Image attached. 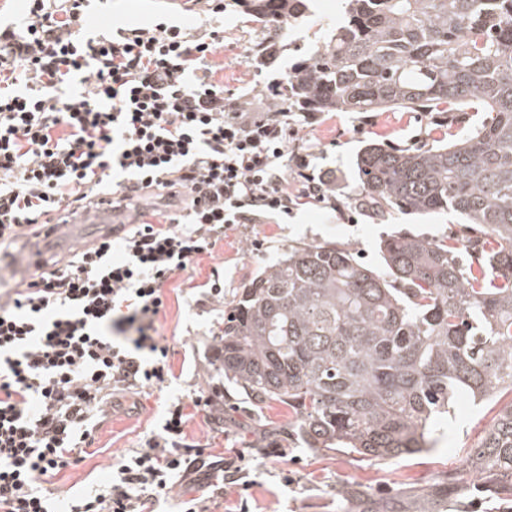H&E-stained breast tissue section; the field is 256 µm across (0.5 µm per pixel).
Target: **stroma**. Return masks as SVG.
I'll return each instance as SVG.
<instances>
[{"label":"stroma","mask_w":512,"mask_h":512,"mask_svg":"<svg viewBox=\"0 0 512 512\" xmlns=\"http://www.w3.org/2000/svg\"><path fill=\"white\" fill-rule=\"evenodd\" d=\"M211 14V0H110L106 8L93 13L89 24L108 27L166 16L195 31ZM342 17L343 0H310L301 17L289 20L274 61L261 65L254 56L264 37L259 23L242 0H224V46L211 58L213 77L246 105L274 109L282 102L278 81L327 41ZM481 118L478 112L405 109L323 112L314 122L300 126L296 148L315 167L331 171L341 188L339 210L305 206L278 224L233 225L213 253L200 255L166 283L159 330L169 349V377L160 385L114 391L85 460L59 481L60 496L106 483L111 463L159 434L168 408L179 401L189 416L188 444L205 449L213 461L245 454V486L226 488L217 475L200 480L179 478L164 504L166 512H176L181 501L191 498L207 512H337L339 490L352 487L380 495L397 489L417 490L454 468L490 425L495 414L491 404L470 398L457 401L449 418L440 424L435 447L401 460L366 461L336 450L313 452L289 435L287 407L273 402L255 409L217 370L212 351L218 345L223 315L237 292L288 243L332 242L376 265L379 242L387 235H462L463 220L453 212L427 217L400 212L384 221L374 220L355 203L359 193L356 158L368 140L397 147H414L441 136L454 140ZM215 277L224 285V296L218 300L203 296L200 289ZM216 388L222 394L209 413L196 412L193 397L208 396ZM268 448L280 449V456H265Z\"/></svg>","instance_id":"1"}]
</instances>
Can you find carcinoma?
Wrapping results in <instances>:
<instances>
[{
    "instance_id": "obj_1",
    "label": "carcinoma",
    "mask_w": 512,
    "mask_h": 512,
    "mask_svg": "<svg viewBox=\"0 0 512 512\" xmlns=\"http://www.w3.org/2000/svg\"><path fill=\"white\" fill-rule=\"evenodd\" d=\"M268 31L305 0H245ZM282 95L302 112H458L480 124L418 149L367 143L357 204L454 211L464 241L412 234L380 243L383 268L334 243L290 244L224 314L217 368L256 407H288L312 451L361 460L420 453L456 400L512 392V0H349L330 39L288 72ZM477 491L512 505V403L480 443L425 489L388 497L341 491V512H461Z\"/></svg>"
}]
</instances>
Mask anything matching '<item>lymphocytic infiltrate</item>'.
Listing matches in <instances>:
<instances>
[{"label": "lymphocytic infiltrate", "mask_w": 512, "mask_h": 512, "mask_svg": "<svg viewBox=\"0 0 512 512\" xmlns=\"http://www.w3.org/2000/svg\"><path fill=\"white\" fill-rule=\"evenodd\" d=\"M89 0H28L0 25V245L95 196L129 207L166 189L185 207L125 224L66 263H33L0 292V512H53L50 485L92 443L114 389L164 383V287L232 225L335 207L333 180L290 157L291 112L241 103L212 81L218 30L175 24L88 33ZM183 404L68 512H149L174 477L202 472Z\"/></svg>", "instance_id": "obj_1"}]
</instances>
